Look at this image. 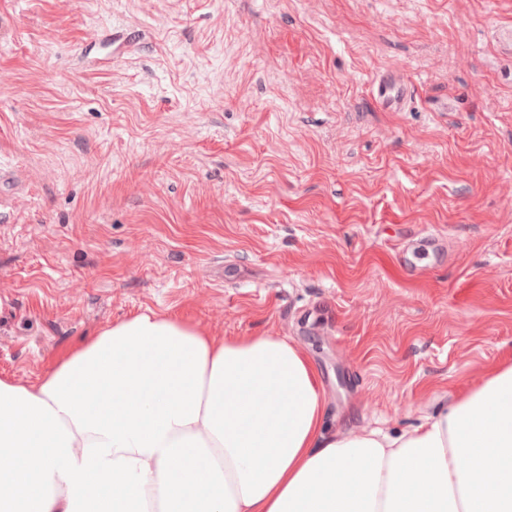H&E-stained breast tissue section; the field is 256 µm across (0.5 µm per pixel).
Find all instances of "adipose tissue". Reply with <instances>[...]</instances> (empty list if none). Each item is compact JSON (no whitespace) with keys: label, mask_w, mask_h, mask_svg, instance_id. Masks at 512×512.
Returning a JSON list of instances; mask_svg holds the SVG:
<instances>
[{"label":"adipose tissue","mask_w":512,"mask_h":512,"mask_svg":"<svg viewBox=\"0 0 512 512\" xmlns=\"http://www.w3.org/2000/svg\"><path fill=\"white\" fill-rule=\"evenodd\" d=\"M327 411L285 337L141 313L0 378V512H512V364L395 434Z\"/></svg>","instance_id":"ef3b65f1"}]
</instances>
